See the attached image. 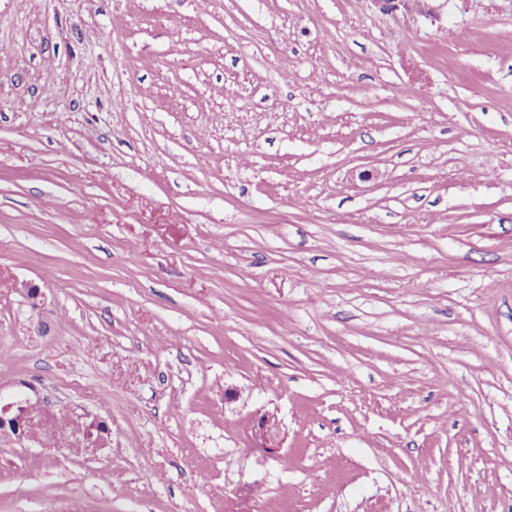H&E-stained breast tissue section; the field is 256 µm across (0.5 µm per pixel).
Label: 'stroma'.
I'll list each match as a JSON object with an SVG mask.
<instances>
[{
	"mask_svg": "<svg viewBox=\"0 0 512 512\" xmlns=\"http://www.w3.org/2000/svg\"><path fill=\"white\" fill-rule=\"evenodd\" d=\"M21 380L0 512H512V0H0ZM17 386V391L7 395L0 389V438L22 442L30 437L31 408L43 399L34 383L21 380Z\"/></svg>",
	"mask_w": 512,
	"mask_h": 512,
	"instance_id": "stroma-1",
	"label": "stroma"
}]
</instances>
